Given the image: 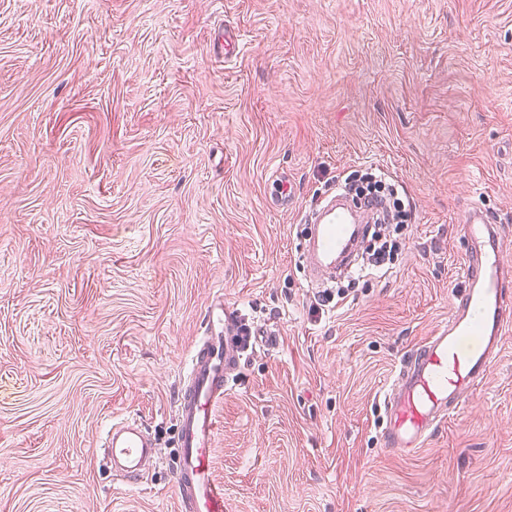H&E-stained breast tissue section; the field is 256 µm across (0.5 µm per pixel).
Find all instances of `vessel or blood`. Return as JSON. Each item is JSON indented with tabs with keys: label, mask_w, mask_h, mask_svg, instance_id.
I'll use <instances>...</instances> for the list:
<instances>
[{
	"label": "vessel or blood",
	"mask_w": 512,
	"mask_h": 512,
	"mask_svg": "<svg viewBox=\"0 0 512 512\" xmlns=\"http://www.w3.org/2000/svg\"><path fill=\"white\" fill-rule=\"evenodd\" d=\"M367 214L340 196L326 198L316 209L302 257L310 283L323 284L350 265ZM459 223L468 244L464 286L447 322L408 355L382 396L381 442L400 455L424 447L466 394L485 381L512 331V268L501 260V227L477 206L464 211ZM245 335L223 299L213 300L177 394L178 512H224V488L212 475L214 408L241 369ZM102 446L113 475L130 482L142 479L156 455L142 423L129 417L112 423Z\"/></svg>",
	"instance_id": "b4317fda"
}]
</instances>
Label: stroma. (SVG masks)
Listing matches in <instances>:
<instances>
[{
	"mask_svg": "<svg viewBox=\"0 0 512 512\" xmlns=\"http://www.w3.org/2000/svg\"><path fill=\"white\" fill-rule=\"evenodd\" d=\"M369 168L411 222L325 305L306 217ZM473 201L512 225V0H0V512H178L176 389L217 295L277 338L215 408L224 512H512V333L426 446L380 444ZM127 416L159 448L138 485L98 446Z\"/></svg>",
	"mask_w": 512,
	"mask_h": 512,
	"instance_id": "1",
	"label": "stroma"
}]
</instances>
